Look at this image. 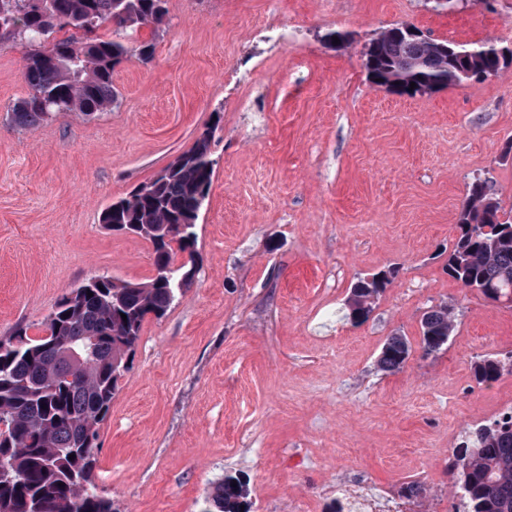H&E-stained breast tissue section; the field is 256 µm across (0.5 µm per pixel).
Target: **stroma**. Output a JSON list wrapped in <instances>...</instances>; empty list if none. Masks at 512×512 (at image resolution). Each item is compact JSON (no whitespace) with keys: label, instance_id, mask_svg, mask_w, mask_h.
Listing matches in <instances>:
<instances>
[{"label":"stroma","instance_id":"stroma-1","mask_svg":"<svg viewBox=\"0 0 512 512\" xmlns=\"http://www.w3.org/2000/svg\"><path fill=\"white\" fill-rule=\"evenodd\" d=\"M152 62L117 68V107L19 128L26 46L0 38V336L44 335L87 278L146 283L152 248L104 228L211 122L215 173L192 284L147 316L99 426L96 475L116 512H201L227 474L251 512H329L337 485L371 482L413 512H451L453 448L498 416L512 373L477 384L476 356L512 350V307L446 264L474 177L512 206V65L413 97L374 87L363 46L406 23L431 38L512 48V0H168ZM346 32L333 43L328 32ZM389 282L349 318L363 278ZM453 306L447 346L422 356L420 321ZM414 350L399 371L389 336ZM413 347L405 336H391L383 346L379 357V366L382 370L393 372L399 370L409 359Z\"/></svg>","mask_w":512,"mask_h":512}]
</instances>
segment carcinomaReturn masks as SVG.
Listing matches in <instances>:
<instances>
[{
	"label": "carcinoma",
	"mask_w": 512,
	"mask_h": 512,
	"mask_svg": "<svg viewBox=\"0 0 512 512\" xmlns=\"http://www.w3.org/2000/svg\"><path fill=\"white\" fill-rule=\"evenodd\" d=\"M168 0H0V32L18 36L26 54L30 89L8 110L10 121L31 128L59 112L89 120L118 104L116 68L154 57L153 40L137 36L144 26L168 24ZM115 27V37L98 34ZM396 24L367 43V77L380 84L391 75L433 93L476 78L491 77L512 62V50L486 41L455 44L411 38ZM218 122L192 146L109 205L101 223L148 240L155 275L147 284L115 287L105 275L89 278L62 297L48 318L47 334L30 337L18 328L0 338V512H115L96 480L97 425L109 414L128 355L149 314L160 319L195 276L200 211L214 176L211 143ZM492 180L476 177L458 217L448 252V275L486 299L512 305V208L491 193ZM188 255V261L178 256ZM386 283L372 277L351 289L348 305L364 320ZM454 330L453 309L440 305L421 319L423 354L441 351ZM413 347L405 336L387 339L382 370L404 366ZM477 384L512 373V350L472 364ZM464 512H512V411L466 433L449 466ZM248 480L228 474L205 499L203 512H250Z\"/></svg>",
	"instance_id": "obj_1"
}]
</instances>
